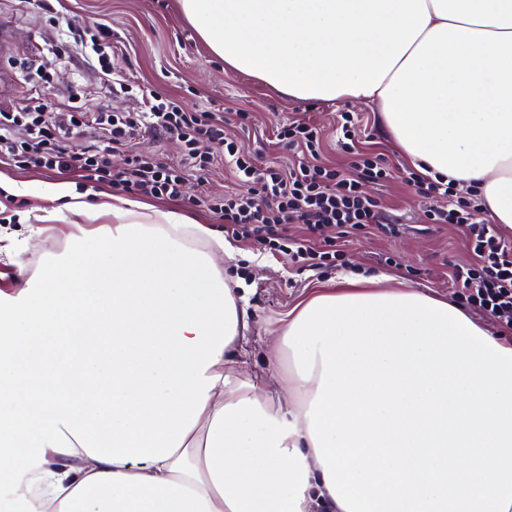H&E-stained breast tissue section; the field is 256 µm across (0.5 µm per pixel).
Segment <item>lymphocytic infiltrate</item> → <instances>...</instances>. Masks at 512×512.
<instances>
[{
	"label": "lymphocytic infiltrate",
	"instance_id": "obj_1",
	"mask_svg": "<svg viewBox=\"0 0 512 512\" xmlns=\"http://www.w3.org/2000/svg\"><path fill=\"white\" fill-rule=\"evenodd\" d=\"M41 9L57 40L49 49L53 58L64 57L78 49L109 71L107 50L112 45V29L99 23L88 29L65 26L63 12L50 0ZM147 103L137 112L100 111L99 123L105 131V146L99 148L72 145L70 137L85 124L88 107L78 99L68 109V122H53L41 106L20 112L0 113V163L19 169L39 168L73 174L84 181L104 184L118 193L146 199L177 201L183 197L185 175L193 171L206 174L216 157H224L243 191L221 199L201 198L197 204L223 221L225 233L237 238H256L270 251L287 256L289 262L304 270L334 266L340 253L319 251L302 238L286 234L288 225L302 224L315 232L336 227L339 234L374 224L386 232H395L378 202L365 195L363 183L392 179L394 169L378 154L355 150V130L350 114H342L336 129L343 152L353 160L349 170L314 163L320 153L317 129L308 122L295 120L281 124L278 139L286 146L306 153V160L288 169L259 166L242 155L234 140L224 134V119L216 113L193 110L173 95L147 91ZM152 131L176 138L183 146V161L161 164L153 158L133 152L131 145L140 133ZM213 144L214 150L202 153L200 142ZM125 152L122 167H113L111 156ZM418 193L435 203L429 218L435 224H460L466 227L472 261L454 265L453 287L461 298L490 316L501 329L512 331V245L492 224H476L472 209L481 205L478 197L462 199L455 181L410 173Z\"/></svg>",
	"mask_w": 512,
	"mask_h": 512
}]
</instances>
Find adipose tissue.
<instances>
[{"instance_id":"1","label":"adipose tissue","mask_w":512,"mask_h":512,"mask_svg":"<svg viewBox=\"0 0 512 512\" xmlns=\"http://www.w3.org/2000/svg\"><path fill=\"white\" fill-rule=\"evenodd\" d=\"M210 51L288 97L374 102L419 172L473 188L512 230V0H180ZM99 248L0 292V512H344L326 486L283 338L244 375L235 250L173 211L66 182ZM111 223H99L101 213Z\"/></svg>"}]
</instances>
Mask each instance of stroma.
<instances>
[{
    "label": "stroma",
    "instance_id": "35a3bbf8",
    "mask_svg": "<svg viewBox=\"0 0 512 512\" xmlns=\"http://www.w3.org/2000/svg\"><path fill=\"white\" fill-rule=\"evenodd\" d=\"M63 2L73 25L84 27L103 22L111 26V64L115 73L183 97L190 108L223 114L225 133L235 137L240 153L254 157L258 164L275 162L286 166L299 161V154L276 140L277 126L297 119L308 121L321 131L324 159L347 164L349 158L337 143L336 125L341 113L350 112L356 122V146L383 154L397 168L394 178L386 183H368L363 187L396 225V233L367 226L342 237L336 228H326L324 238L335 241L342 252L336 267L321 273L305 271L285 256L265 250L255 240L235 239V246L246 254L235 274L251 286L249 308L254 329L248 337L246 370L255 373L263 369L267 341L279 319L316 288L335 287L336 271L340 268L365 276L384 273L390 276L391 286L408 284L438 299L456 301L449 273L452 264L470 259L466 229L457 224L430 222L432 202L407 182L410 166L397 155L377 104L295 100L253 77L226 71L223 60L211 53L185 20L179 0ZM0 24L13 31L7 52L0 54V67L12 71L17 78L10 97L0 107L4 111L19 110L37 99L60 122L66 118L65 106L70 97L82 93L89 94L90 109L94 112L101 108L116 112L138 108L137 99L113 94L110 77L89 66L80 54L51 61L48 44L55 32L46 24L38 0H0ZM45 64L52 67V77L46 83L36 76L38 67ZM240 112L250 115L249 125L243 129L236 123ZM238 189L219 158L205 176H187L183 200H158L154 206L217 229L220 221L208 210L196 207L195 199ZM29 224L42 226L44 232L31 240L27 251L19 256L0 253L2 292H13L46 259L65 256L87 227L86 219L59 211L57 202L50 198L18 195L9 200L1 194L0 235L21 238Z\"/></svg>",
    "mask_w": 512,
    "mask_h": 512
}]
</instances>
